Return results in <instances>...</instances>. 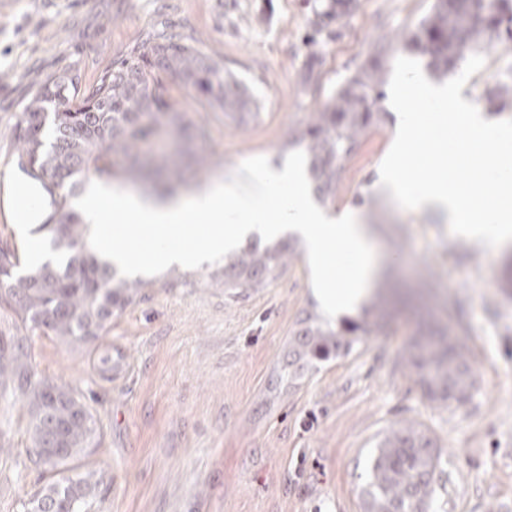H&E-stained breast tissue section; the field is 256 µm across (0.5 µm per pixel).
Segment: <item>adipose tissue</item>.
Wrapping results in <instances>:
<instances>
[{
    "label": "adipose tissue",
    "instance_id": "1",
    "mask_svg": "<svg viewBox=\"0 0 512 512\" xmlns=\"http://www.w3.org/2000/svg\"><path fill=\"white\" fill-rule=\"evenodd\" d=\"M12 218L24 229L40 224L43 200L27 180L11 182ZM88 244L101 259L134 274L155 261L201 266L251 236L296 235L327 318L364 307L379 275V255L367 224L352 211L328 212L311 193L305 163L280 167L253 159L229 178L176 198L88 187L81 206Z\"/></svg>",
    "mask_w": 512,
    "mask_h": 512
}]
</instances>
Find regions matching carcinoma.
I'll return each mask as SVG.
<instances>
[{
    "label": "carcinoma",
    "mask_w": 512,
    "mask_h": 512,
    "mask_svg": "<svg viewBox=\"0 0 512 512\" xmlns=\"http://www.w3.org/2000/svg\"><path fill=\"white\" fill-rule=\"evenodd\" d=\"M503 38L512 40V0H435L413 42L435 69L446 70L479 44L492 49ZM380 83L376 69L362 68L323 109L311 113L306 149L324 200L335 196L340 162L380 119ZM174 86L227 116L250 112L247 89L224 74V64L170 26L148 30L89 88L76 68L50 73L37 84L12 134L19 145L18 167L49 196L51 209L37 231L50 237L60 258L19 275L15 252L0 249V308L30 330L84 351L109 333L112 317L147 286L141 279L116 278L115 269L90 251L74 200L92 183L111 186L130 179L160 181L174 191L182 181L181 154L197 171L210 169L211 159L189 147L194 124L176 109ZM488 100L512 108V83L498 84ZM165 139L183 142L182 148L143 151ZM284 265L283 250H262L254 242L224 267V276L236 288H253ZM361 331L369 329L356 323L308 326L299 333L298 355L308 363L345 355ZM403 362L429 401L452 407L471 398L473 372L447 331L421 333ZM0 398L27 405L30 448L46 471L62 473L101 445L98 420L82 395L51 380H34L27 336H0ZM438 466L437 446L425 431L412 426L393 431L373 459L363 489L365 512H420ZM102 480L93 472L63 476L35 492L27 512L39 503L49 505V512H90Z\"/></svg>",
    "instance_id": "obj_1"
}]
</instances>
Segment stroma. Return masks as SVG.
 I'll return each mask as SVG.
<instances>
[{"label": "stroma", "instance_id": "35a3bbf8", "mask_svg": "<svg viewBox=\"0 0 512 512\" xmlns=\"http://www.w3.org/2000/svg\"><path fill=\"white\" fill-rule=\"evenodd\" d=\"M333 20L319 0H0V247L23 255L8 216L7 180L18 174L12 129L40 79L78 68L92 85L151 27L191 35L247 87L259 107L241 123L181 90L176 107L200 131L213 160L189 168L191 188L257 156H306L297 139L364 67L380 70L384 118L342 162L326 209L359 211L383 267L405 287L430 282V324L449 326L472 368L469 402L428 401L401 360L422 323L398 311L350 354L288 374V353L307 314H319L301 241L287 237L285 265L261 285H224L223 256L197 267L160 266L137 301L112 319L102 347L125 371L105 379L92 355L27 332L0 310V336L29 335L36 378L76 388L97 415L104 443L82 470L111 480L94 512H364L371 458L393 430L415 426L437 443L440 465L428 512H512V287L503 285L512 243L489 253L454 236L446 219L405 210L373 186L396 135L387 92L394 61L428 66L410 35L433 0H344ZM466 85L488 119H512L489 101L512 41L485 53ZM23 403L0 401V512H24L51 476L27 455Z\"/></svg>", "mask_w": 512, "mask_h": 512}]
</instances>
